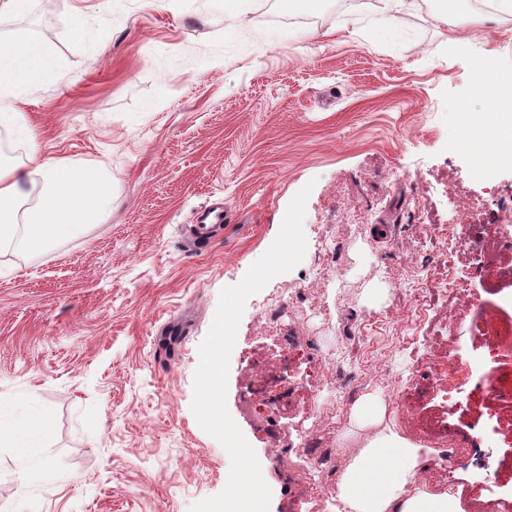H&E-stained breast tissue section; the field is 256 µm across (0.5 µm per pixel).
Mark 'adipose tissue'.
I'll use <instances>...</instances> for the list:
<instances>
[{"instance_id":"obj_1","label":"adipose tissue","mask_w":512,"mask_h":512,"mask_svg":"<svg viewBox=\"0 0 512 512\" xmlns=\"http://www.w3.org/2000/svg\"><path fill=\"white\" fill-rule=\"evenodd\" d=\"M45 49L27 36L11 46V66L0 71V129L10 131L27 148L25 162L0 164V243L20 241L35 251L51 238L95 220L100 204L112 201L111 181L104 168L77 169L68 161L41 155L15 110L29 88L24 63L41 60ZM475 69L482 84L496 98L500 158L512 160V89L502 90V77L486 62ZM44 436L16 430L9 447L19 449L18 463L28 483H55L57 472L40 449ZM424 448L384 428L369 440L362 453L342 473L338 498L342 512H463L459 497L436 494L422 484L419 473Z\"/></svg>"}]
</instances>
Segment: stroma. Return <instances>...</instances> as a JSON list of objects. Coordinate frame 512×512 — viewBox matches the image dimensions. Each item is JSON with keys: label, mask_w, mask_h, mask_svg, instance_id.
<instances>
[{"label": "stroma", "mask_w": 512, "mask_h": 512, "mask_svg": "<svg viewBox=\"0 0 512 512\" xmlns=\"http://www.w3.org/2000/svg\"><path fill=\"white\" fill-rule=\"evenodd\" d=\"M100 3L43 4L85 16L88 41L0 13V48L31 33L47 48L17 105L43 153L112 178L99 222L36 252L0 247V436L39 429L46 412L59 474L28 484L0 447V512H190L223 490L229 455L191 409L199 346L222 289L307 185L305 256L247 299L228 373L269 512H336L341 471L377 431L355 415L370 394L385 425L431 448L425 473L460 488L465 512H512V410L486 394L512 358L470 335L483 311L512 320V279L475 249L494 235L512 261V163L450 144L493 117L471 61L512 74V10L419 0L394 41L376 0H245L241 26L206 0ZM217 199L230 225L195 247L194 214ZM472 199L487 218L462 223ZM451 271L464 300L440 293ZM274 309L295 339L286 357L264 335ZM171 321L187 333L166 343ZM265 369L268 399L252 393ZM472 444L503 467H473ZM327 448L337 466L322 473Z\"/></svg>", "instance_id": "1"}]
</instances>
